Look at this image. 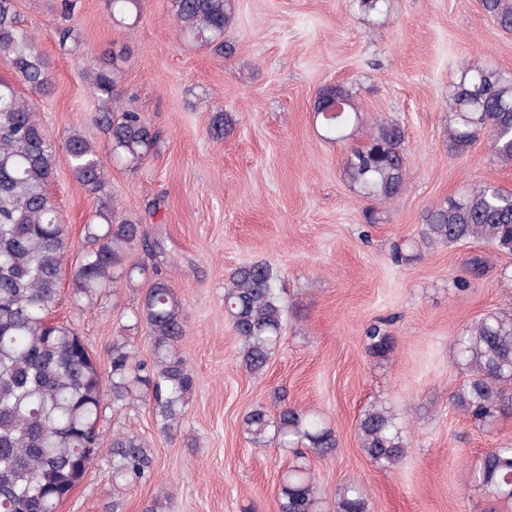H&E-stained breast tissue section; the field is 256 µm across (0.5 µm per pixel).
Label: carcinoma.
I'll list each match as a JSON object with an SVG mask.
<instances>
[{
  "mask_svg": "<svg viewBox=\"0 0 512 512\" xmlns=\"http://www.w3.org/2000/svg\"><path fill=\"white\" fill-rule=\"evenodd\" d=\"M106 2L111 19H140L143 0ZM482 7L500 29L512 31V0H482ZM173 10L185 38L226 53L224 31L235 0H173ZM0 57L30 89L51 91L49 65L34 38L17 25L15 0H0ZM85 78L98 101L92 121L108 138L112 155L139 167L162 134L140 112L120 104L118 58L103 60ZM335 100L343 103V111L325 116ZM312 112L321 116L325 136L332 140L347 139L360 115L351 89L342 83L322 87ZM232 125V118L219 111L210 134L219 139ZM483 135L490 140L492 160L511 168L512 72L464 62L449 90L448 142L461 155ZM62 149L76 180L96 199L72 276L73 296L91 305L109 288L149 283L133 316L146 329L151 356L140 359L126 342L115 340L104 372L76 328L53 317L67 251L66 225L48 192L58 153L32 105L12 83L0 80V512H56L102 451L99 423L107 405L115 412L143 398L160 429L170 434L181 426L196 386L181 350V302L160 266L130 259V250L138 246L155 259L164 256L163 242L142 224L117 217L114 199L105 191L103 158L79 131L66 136ZM344 171L365 198L393 201L407 175L404 129L392 121L377 124L367 145L350 150ZM423 221L419 237L393 245L395 262L411 261L433 246L470 241L512 255V192L492 184L448 197L427 209ZM280 288L279 271L265 261L236 267L224 284L225 315L243 344L246 370L256 377L265 373L282 341ZM364 339L375 357L385 358L394 348L393 336L381 323L370 325ZM454 349L466 381L452 394L453 405L482 425L512 411V311L489 312L466 325ZM241 430L255 448L274 446L293 454L279 485L277 512H319L317 481L307 457L333 455L335 431L286 403L274 413L262 405L251 408ZM356 435L364 455L385 469L397 466L410 448L397 415L383 405L361 415ZM107 452L113 490L156 478L153 456L138 435L113 433ZM476 486L490 498L512 501L511 447L483 453ZM336 512H367L360 485L340 489Z\"/></svg>",
  "mask_w": 512,
  "mask_h": 512,
  "instance_id": "carcinoma-1",
  "label": "carcinoma"
}]
</instances>
